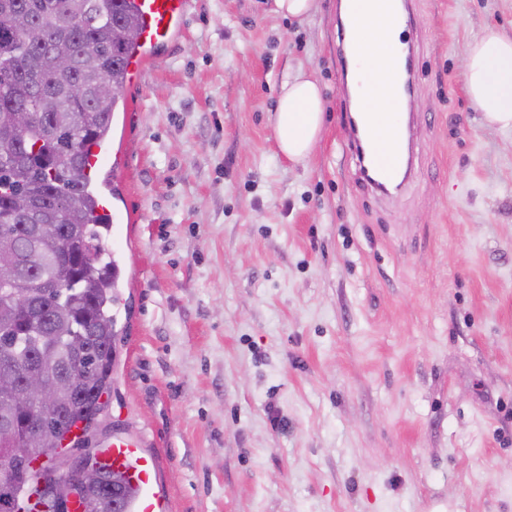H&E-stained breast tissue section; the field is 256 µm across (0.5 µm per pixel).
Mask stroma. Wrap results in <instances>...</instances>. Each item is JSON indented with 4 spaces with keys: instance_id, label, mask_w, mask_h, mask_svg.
Segmentation results:
<instances>
[{
    "instance_id": "1",
    "label": "stroma",
    "mask_w": 512,
    "mask_h": 512,
    "mask_svg": "<svg viewBox=\"0 0 512 512\" xmlns=\"http://www.w3.org/2000/svg\"><path fill=\"white\" fill-rule=\"evenodd\" d=\"M512 0H412L414 170L393 201L358 175L336 0H192L126 85L112 203L123 301L108 410L166 512H512V128L466 90ZM325 124L288 161L282 83ZM274 130L282 153L293 162L311 154L324 123L319 85L303 72L288 74L282 84Z\"/></svg>"
}]
</instances>
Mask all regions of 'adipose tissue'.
Instances as JSON below:
<instances>
[{
	"instance_id": "obj_1",
	"label": "adipose tissue",
	"mask_w": 512,
	"mask_h": 512,
	"mask_svg": "<svg viewBox=\"0 0 512 512\" xmlns=\"http://www.w3.org/2000/svg\"><path fill=\"white\" fill-rule=\"evenodd\" d=\"M389 0H357L346 15L349 39L363 72L379 88L391 84L390 65L400 47L399 27ZM468 95L489 123L512 127V40L486 29L463 57ZM324 123L319 85L304 73L288 75L282 84L274 130L282 153L294 162L311 154Z\"/></svg>"
}]
</instances>
